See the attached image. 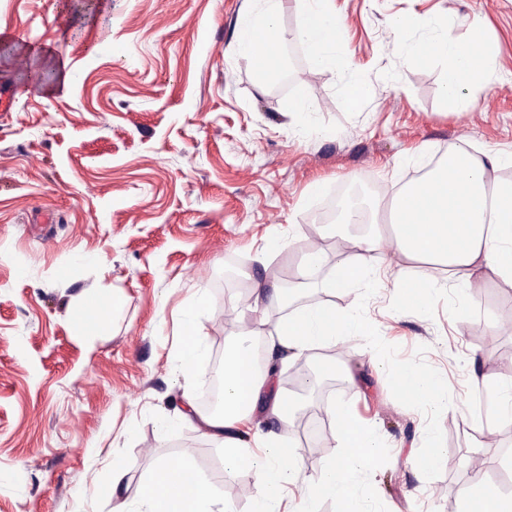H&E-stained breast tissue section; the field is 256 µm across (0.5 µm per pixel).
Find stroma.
<instances>
[{"instance_id": "1", "label": "stroma", "mask_w": 512, "mask_h": 512, "mask_svg": "<svg viewBox=\"0 0 512 512\" xmlns=\"http://www.w3.org/2000/svg\"><path fill=\"white\" fill-rule=\"evenodd\" d=\"M346 63L315 72L294 34L296 0H283L276 76L236 50L249 0H0V512H113L146 486L158 463L190 464L249 512L255 468L230 469L219 443L180 412L204 409L213 363L233 342L268 336L281 317L248 309L256 282L298 281L307 253L323 272L308 302L361 308L366 334L284 363L277 375L296 413L300 463L284 506L297 508L337 453L325 413L347 404L385 450L366 491L375 512H463L476 479L512 497V420L480 435L477 374L512 378V290L493 280L450 288L428 311L400 307V275L443 277L391 247L377 252L375 288L330 289L341 249L358 264V237L382 234L381 212L409 183L420 147L466 140L512 148V0H333ZM484 16L494 79L446 100L436 63L404 58L438 16L452 40ZM407 27L396 31L397 19ZM71 69L48 94L24 77ZM306 99L307 112L289 102ZM361 187L369 221L334 230L318 211L338 185ZM193 324L179 315L197 295ZM114 296L112 320L78 327L74 310ZM497 333L487 350L481 335ZM206 338L208 355L182 373L178 347ZM321 378L292 391L299 365ZM412 365L446 380L447 410L423 413L391 378ZM120 472H113L114 461Z\"/></svg>"}]
</instances>
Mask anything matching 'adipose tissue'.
I'll use <instances>...</instances> for the list:
<instances>
[{"instance_id": "obj_1", "label": "adipose tissue", "mask_w": 512, "mask_h": 512, "mask_svg": "<svg viewBox=\"0 0 512 512\" xmlns=\"http://www.w3.org/2000/svg\"><path fill=\"white\" fill-rule=\"evenodd\" d=\"M331 0H301L303 17L295 33L306 47L312 71L333 70L342 63L338 20ZM282 0H260L259 8L246 14L237 44L239 54L264 64L271 76L279 62L278 48L284 37L279 27ZM425 40L401 42L402 54L411 60L429 59L442 65L447 75L445 91L456 94L486 89L489 50L480 18L470 22V34L461 41L447 38L445 22L426 20ZM512 166V152L497 149L471 151L453 148L429 176L403 188L390 208V223L397 253L407 259L427 260L443 268L453 287L474 288L492 279L512 288V180L500 178L504 166ZM365 318L359 308L336 310L328 302L296 304L275 324L265 344L268 352L289 358L309 355L363 336ZM393 384L417 408L435 411L448 398L436 376L416 367L399 369ZM486 416L484 432H492L500 419L512 418V379L476 380ZM275 420L279 431L263 435L272 452L255 464L250 448L242 446L236 426L251 420L255 412ZM338 424L339 452L321 471L316 486L323 492L348 497L351 512H371L362 488L371 479V468L382 451L378 437L358 425L343 404L331 407ZM186 416L197 417L201 428L219 441L224 455L237 467L256 466L260 490L252 512H280V490L298 470L287 448L293 410L276 381L275 366L258 370L249 347L237 345L224 355V410L197 414L187 405ZM224 494L192 468L161 466L152 483L131 501L127 512H225Z\"/></svg>"}]
</instances>
